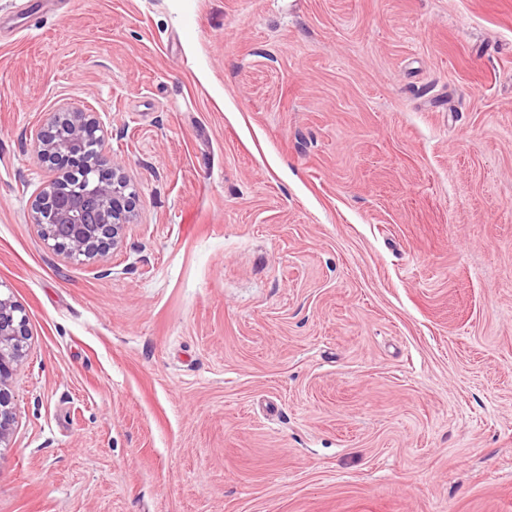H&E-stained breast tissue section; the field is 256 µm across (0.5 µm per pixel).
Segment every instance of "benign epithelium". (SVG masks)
Masks as SVG:
<instances>
[{
	"label": "benign epithelium",
	"mask_w": 512,
	"mask_h": 512,
	"mask_svg": "<svg viewBox=\"0 0 512 512\" xmlns=\"http://www.w3.org/2000/svg\"><path fill=\"white\" fill-rule=\"evenodd\" d=\"M30 138L39 159L69 167L57 170L34 196L30 223L38 237L67 260L107 261L133 223L136 194L105 150L100 121L79 108L53 112ZM29 336L25 310L0 294V447L9 444L16 427L12 379L27 355Z\"/></svg>",
	"instance_id": "obj_1"
}]
</instances>
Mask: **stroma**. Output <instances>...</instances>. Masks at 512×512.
<instances>
[{
	"instance_id": "obj_1",
	"label": "stroma",
	"mask_w": 512,
	"mask_h": 512,
	"mask_svg": "<svg viewBox=\"0 0 512 512\" xmlns=\"http://www.w3.org/2000/svg\"><path fill=\"white\" fill-rule=\"evenodd\" d=\"M97 113L137 217L28 222ZM0 512H512V0H0ZM94 112H53L30 138L37 157L66 161L37 191L30 224L38 237L67 260L106 262L133 224L136 194L127 192L123 168L111 163L105 132ZM25 310L0 292V447H7L17 423L12 379L28 351L30 334ZM4 445V446H3Z\"/></svg>"
}]
</instances>
